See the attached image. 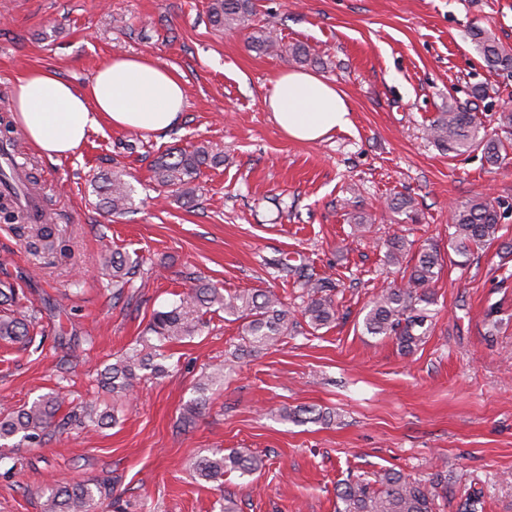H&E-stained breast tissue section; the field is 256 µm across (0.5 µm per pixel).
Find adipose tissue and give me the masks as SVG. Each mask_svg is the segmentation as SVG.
I'll list each match as a JSON object with an SVG mask.
<instances>
[{
	"label": "adipose tissue",
	"instance_id": "obj_1",
	"mask_svg": "<svg viewBox=\"0 0 512 512\" xmlns=\"http://www.w3.org/2000/svg\"><path fill=\"white\" fill-rule=\"evenodd\" d=\"M186 105L182 81L141 55L117 53L83 88L35 67L16 78L9 110L26 139L49 159L71 155L100 123L161 134L178 124ZM279 129L291 140L314 142L351 126L345 93L317 75L282 72L264 99Z\"/></svg>",
	"mask_w": 512,
	"mask_h": 512
}]
</instances>
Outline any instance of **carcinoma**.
Here are the masks:
<instances>
[{
  "label": "carcinoma",
  "instance_id": "1",
  "mask_svg": "<svg viewBox=\"0 0 512 512\" xmlns=\"http://www.w3.org/2000/svg\"><path fill=\"white\" fill-rule=\"evenodd\" d=\"M254 13L253 0H212L208 19L222 30L240 29ZM471 40L484 65L495 71L512 72V46H506L495 36L481 28L470 32ZM431 142L443 152L461 155L479 150L491 165L502 161L503 142L492 136L485 127L477 124L475 115L454 102L439 113L429 127ZM224 156L199 146L190 152L168 151L156 158L153 164L156 180L183 197L191 195L190 184L200 175L204 166H216ZM5 191L0 192V213L9 223L20 221L19 211L13 206L7 178L0 177ZM102 195L103 210L121 215L131 205V188L118 176H106L98 187ZM389 211L415 219V205L410 197L395 196L387 204ZM506 212L501 203L488 197H478L457 205L448 224L450 248L456 256L469 260L474 251L499 239L502 219ZM61 241L56 225L45 218L41 223H30L27 245L33 252H53ZM414 242L394 237L387 243V260L402 269L401 283L382 291L367 307L363 318V332L396 340L404 354H409L430 331L432 319L429 306L434 304L432 284L443 266L440 250L432 245L413 249ZM102 265L112 270L113 296L122 294L125 278L135 274L129 258L112 251L102 258ZM271 267L297 275L296 283L302 288L306 301L302 317L314 329H320L336 319V304L332 298L334 286L326 278H315L302 273L303 267L270 262ZM224 312L227 317L241 322L243 345L239 352L267 349L281 338L290 336L297 328V321L288 311V303L271 291H235L224 293L201 278L193 279L188 292L182 294L172 307L154 312L148 324L147 336L142 338V348H133L101 373L100 383L114 394L126 393L139 378V372L154 375L165 371L159 362L162 343L173 339L193 337L202 324L203 315ZM30 339V320L15 316L14 311L0 313V340L22 342ZM224 381V368L217 367L202 375L197 391L204 394ZM62 406L59 393L39 396L32 403L17 410L0 412V440L16 438L18 443L40 445L56 431L69 427H83L86 422L107 425L115 420L110 411L81 406L68 415L57 418ZM311 415L314 421L329 422L331 412L313 413L307 408L296 409L284 415L293 421L305 420ZM262 461L253 454L232 448L210 456L197 458L192 463L193 474L206 482H220L227 473L250 476L261 467ZM378 487L360 479L348 480L337 490L343 504L338 512H436L440 495H448V478L440 473L424 481H411L395 470H387L376 480ZM106 482L90 485L70 484L52 490L44 496L42 512H92L96 498L110 494Z\"/></svg>",
  "mask_w": 512,
  "mask_h": 512
}]
</instances>
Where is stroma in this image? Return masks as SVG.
Here are the masks:
<instances>
[{"mask_svg":"<svg viewBox=\"0 0 512 512\" xmlns=\"http://www.w3.org/2000/svg\"><path fill=\"white\" fill-rule=\"evenodd\" d=\"M211 0H0V116L14 79L52 69L84 87L116 53L144 55L182 79L181 121L162 134L100 124L69 158L52 161L12 127L31 159L64 249L27 247L0 223V280L22 288L33 341H0V402L20 407L57 391L62 412L93 403L113 424L58 433L39 447L0 444V512H40L63 482H112L94 512H336L346 479L377 480L396 469L412 479L445 472L439 512L481 493L485 512H512V215L502 241L463 266L445 263L432 291L430 332L407 355L395 340L364 334L373 298L400 274L386 259L399 235L450 254L453 206L476 196L512 207V159L492 166L475 151L445 154L426 127L450 101L472 104L488 131L512 109V73L485 67L468 32L480 27L512 45V0H257L249 27L213 28ZM263 30L272 46H250ZM301 43L306 71L336 84L353 125L309 143L290 141L263 104L288 70L279 48ZM483 85L487 99L473 100ZM209 146L224 157L202 168L193 201L158 186L151 164L171 149ZM122 172L133 204L120 217L98 208L94 180ZM417 202L419 223L394 220L386 204ZM372 215L357 231L351 210ZM139 260L120 297L102 269L104 248ZM331 278L336 323L274 348L233 358L239 323L204 315L190 338L164 347L166 372L116 397L100 372L136 347L155 311L186 292V274L227 291L271 289L291 312L303 307L293 277L273 259ZM497 307L499 332L486 314ZM225 364L199 414L184 417L205 368ZM331 412L330 423L282 420V409ZM263 461L251 476L206 483L189 464L219 449Z\"/></svg>","mask_w":512,"mask_h":512,"instance_id":"stroma-1","label":"stroma"}]
</instances>
